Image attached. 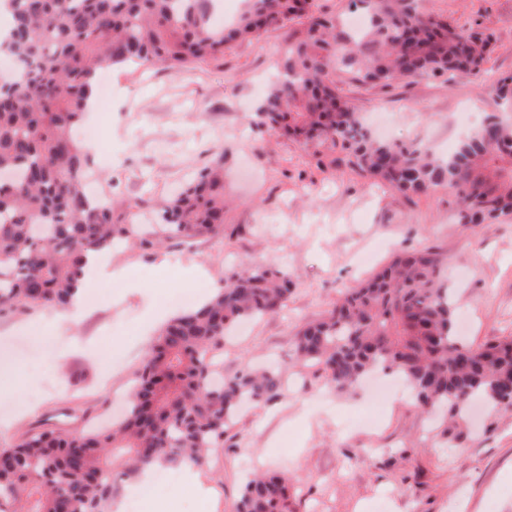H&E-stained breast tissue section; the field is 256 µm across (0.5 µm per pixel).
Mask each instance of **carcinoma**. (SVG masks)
Listing matches in <instances>:
<instances>
[{
	"label": "carcinoma",
	"mask_w": 512,
	"mask_h": 512,
	"mask_svg": "<svg viewBox=\"0 0 512 512\" xmlns=\"http://www.w3.org/2000/svg\"><path fill=\"white\" fill-rule=\"evenodd\" d=\"M211 0H10L12 27L0 53L23 68L0 84V311L64 308L83 288L90 257L122 241L144 252L165 240L184 244L224 235L222 162L204 168L171 199L160 231L146 237L132 223L142 202L90 199L95 170L73 134L100 71L118 64L172 71L224 54L268 27L300 28L281 64V80L256 108L262 132L328 143L346 165L407 197L439 189L459 202V223L512 216V76L496 82L500 114L471 129L455 151L437 156L419 142L376 139L347 104L332 75L362 85L482 71L491 36L419 0H349L364 13L363 31L335 16L309 13L310 0H244L226 28L208 20ZM446 258L433 247L401 249L364 284L348 289L294 340L296 359L339 393L372 372L391 373L414 404L448 418V441L462 436L474 402L512 409V335L480 345L456 336V305L444 277ZM292 282L269 266L233 271L201 306L159 330L123 418L112 428L45 430L0 448V512H112L121 482L180 464L204 467L224 445L241 408L276 404L286 394L278 367L243 369L216 379L204 357L244 320L281 311ZM126 448L114 470L109 449ZM235 512H294L288 480L277 473L245 481Z\"/></svg>",
	"instance_id": "cac0c4a2"
}]
</instances>
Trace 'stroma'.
I'll return each mask as SVG.
<instances>
[{
    "label": "stroma",
    "instance_id": "1",
    "mask_svg": "<svg viewBox=\"0 0 512 512\" xmlns=\"http://www.w3.org/2000/svg\"><path fill=\"white\" fill-rule=\"evenodd\" d=\"M425 10L491 34L482 75L422 77L389 88L336 82L367 123L387 122L394 140L454 151L471 122L497 111L492 78L512 75V0H423ZM290 28H271L179 73L117 67L85 120L104 131L89 153L97 190L142 200L139 223L202 168L224 164V234L186 246L167 242L146 256L114 249L89 278L101 306L75 319L52 307L0 314V447L45 428L78 432L111 417L137 378L149 344L173 316L168 297L202 303L227 270L267 263L292 281L288 304L224 341V373L280 364L288 393L245 409L233 447L195 470V494L172 477L161 486L172 512H234L246 475L290 476L296 512H512V410L475 411L460 446L409 398L373 402L364 390L325 388L298 366L290 343L345 289L399 248L431 246L448 259L458 333L479 344L512 335V219L458 221L453 195L408 199L349 170L329 145L260 132L251 122L280 69Z\"/></svg>",
    "mask_w": 512,
    "mask_h": 512
}]
</instances>
